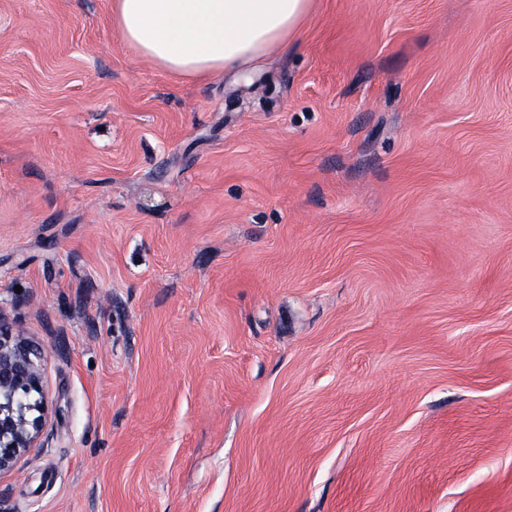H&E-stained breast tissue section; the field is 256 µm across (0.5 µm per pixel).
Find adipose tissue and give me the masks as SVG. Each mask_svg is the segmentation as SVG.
Segmentation results:
<instances>
[{"label": "adipose tissue", "instance_id": "adipose-tissue-1", "mask_svg": "<svg viewBox=\"0 0 512 512\" xmlns=\"http://www.w3.org/2000/svg\"><path fill=\"white\" fill-rule=\"evenodd\" d=\"M312 0H113L112 22L143 60L196 77L246 71L294 41Z\"/></svg>", "mask_w": 512, "mask_h": 512}]
</instances>
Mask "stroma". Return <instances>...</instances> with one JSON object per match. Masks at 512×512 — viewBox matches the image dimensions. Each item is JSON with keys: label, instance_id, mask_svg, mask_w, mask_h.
<instances>
[{"label": "stroma", "instance_id": "stroma-1", "mask_svg": "<svg viewBox=\"0 0 512 512\" xmlns=\"http://www.w3.org/2000/svg\"><path fill=\"white\" fill-rule=\"evenodd\" d=\"M0 309V512H512V0H314L248 79L0 0ZM0 309V475L13 471L48 423L45 351Z\"/></svg>", "mask_w": 512, "mask_h": 512}]
</instances>
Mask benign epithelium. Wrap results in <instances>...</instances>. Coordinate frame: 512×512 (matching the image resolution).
I'll list each match as a JSON object with an SVG mask.
<instances>
[{
  "label": "benign epithelium",
  "instance_id": "benign-epithelium-1",
  "mask_svg": "<svg viewBox=\"0 0 512 512\" xmlns=\"http://www.w3.org/2000/svg\"><path fill=\"white\" fill-rule=\"evenodd\" d=\"M44 357L0 306V475L13 471L46 429Z\"/></svg>",
  "mask_w": 512,
  "mask_h": 512
}]
</instances>
